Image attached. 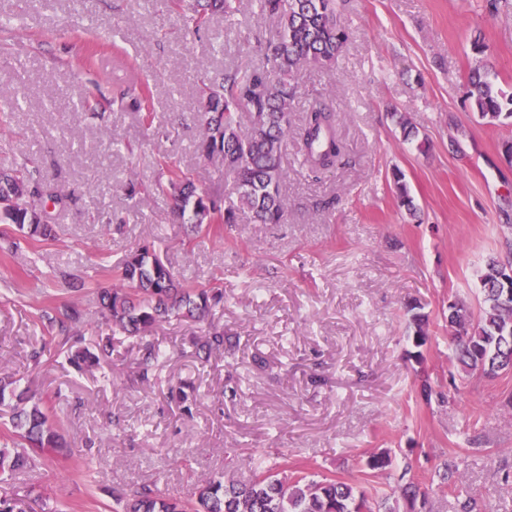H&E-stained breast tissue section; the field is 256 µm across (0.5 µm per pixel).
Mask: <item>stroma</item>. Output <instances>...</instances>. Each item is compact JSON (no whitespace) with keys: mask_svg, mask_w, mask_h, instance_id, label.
Listing matches in <instances>:
<instances>
[{"mask_svg":"<svg viewBox=\"0 0 512 512\" xmlns=\"http://www.w3.org/2000/svg\"><path fill=\"white\" fill-rule=\"evenodd\" d=\"M255 0L201 30L170 0H0V166L26 164L60 199L46 205L57 239L0 237V375L53 405L72 452L27 474L0 475V499L23 512H111L114 490L176 495L188 481L246 480L257 458L314 480H360L362 456L391 451V471L368 483L395 512H512V372L464 376L451 358L448 299H481L489 257L512 251V126L485 124L464 100L470 68L488 64L512 91V0H348L349 39L333 70L305 67L294 82L292 125L315 95L336 114L348 164L322 179L289 147L285 216L250 213L197 235L170 196L164 167L190 175L225 204L232 181L195 148L204 79L261 66L275 33ZM482 35L484 54L470 41ZM419 130L403 139L393 113ZM402 171L419 207L391 189ZM136 197H129V189ZM151 243L192 284L219 282L212 318L237 339L208 361L199 325L171 318L150 341L161 357L140 379L142 353L95 313L128 248ZM427 317L415 347L406 306ZM81 303L77 331L45 336L35 308ZM111 337L102 367L80 375L67 349ZM434 389L431 401L422 384ZM457 390L445 402L448 390ZM460 454L454 494L435 488ZM416 479L426 504L394 489Z\"/></svg>","mask_w":512,"mask_h":512,"instance_id":"35a3bbf8","label":"stroma"}]
</instances>
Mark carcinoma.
Segmentation results:
<instances>
[{
    "instance_id": "carcinoma-1",
    "label": "carcinoma",
    "mask_w": 512,
    "mask_h": 512,
    "mask_svg": "<svg viewBox=\"0 0 512 512\" xmlns=\"http://www.w3.org/2000/svg\"><path fill=\"white\" fill-rule=\"evenodd\" d=\"M177 10H187L188 23L200 29L215 13L233 12L235 0H172ZM260 14L277 22L276 35L264 49L260 67L228 70L218 84L202 89V105L196 114L202 128L196 152L220 165L233 177L237 204L221 207L200 191L181 170H167L166 181L155 189L171 195L178 216H189L193 231L209 230L215 223L234 224L237 212L248 211L259 224H280L285 215L282 196L286 173L283 157L291 132L290 112L297 96L293 75L305 66L332 69L348 40L342 19L344 0H259ZM465 101L485 123L494 126L512 121V94L499 88L486 67L471 69L466 79ZM249 111V124L241 126L238 110ZM396 129L406 140L419 131L404 113H393ZM296 135L304 149V164L313 174L336 166L343 146L336 133V116L319 99L309 102ZM26 165L0 167V224H7L25 239L43 242L57 239L54 225L36 202L44 195L31 181ZM394 193L409 214L416 206L402 173H394ZM505 260L491 257L481 275L482 301L479 315L457 298L448 299L450 347L456 362L467 375L492 372L496 377L512 371V298L505 299L494 286L499 266ZM99 315L112 325L113 334L143 345L145 361L158 360L150 344H142L159 324L172 317L205 322L196 353L208 356L224 349L230 337L224 327L209 319L224 301L218 285L196 287L186 284L148 244H139L126 254L118 283L95 291ZM421 306L411 303L410 325L415 347L426 343V318ZM84 309L66 306L54 315L39 310L34 323L50 335L67 331L81 322ZM111 340L97 345V351L80 348L67 354V361L79 371L100 365L110 355ZM0 407L7 420L0 434V475L27 468L34 456L65 447L61 428L52 407L42 398L30 396L0 378ZM464 460L453 456L444 463L438 484L446 495L462 477ZM375 496L349 481H310L302 470L283 475L276 468L257 463L252 477L241 482L232 477L196 482L184 496L161 497L142 486L116 495L121 512H376Z\"/></svg>"
}]
</instances>
